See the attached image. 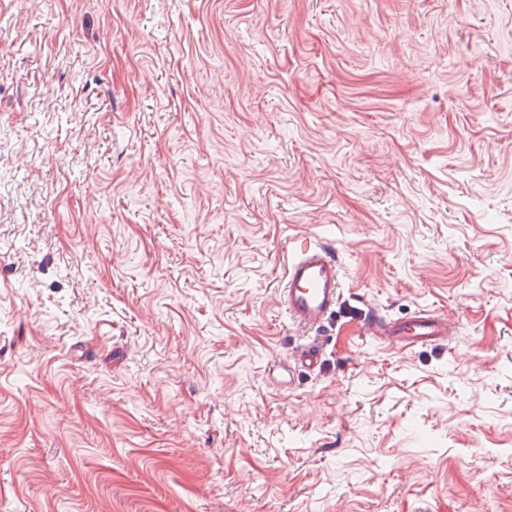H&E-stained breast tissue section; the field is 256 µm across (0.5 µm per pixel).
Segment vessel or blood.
<instances>
[{"label": "vessel or blood", "instance_id": "vessel-or-blood-1", "mask_svg": "<svg viewBox=\"0 0 512 512\" xmlns=\"http://www.w3.org/2000/svg\"><path fill=\"white\" fill-rule=\"evenodd\" d=\"M341 262L333 247L322 242L289 252L285 262V285L277 295L278 304L297 327L320 326L332 313L340 296ZM371 334L386 337L401 347L438 345L447 342L448 322L427 311L406 321L373 316Z\"/></svg>", "mask_w": 512, "mask_h": 512}]
</instances>
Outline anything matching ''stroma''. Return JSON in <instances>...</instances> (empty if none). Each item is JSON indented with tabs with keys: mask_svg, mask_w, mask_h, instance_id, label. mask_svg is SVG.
<instances>
[{
	"mask_svg": "<svg viewBox=\"0 0 512 512\" xmlns=\"http://www.w3.org/2000/svg\"><path fill=\"white\" fill-rule=\"evenodd\" d=\"M0 512H512V0H0ZM341 290V262L336 250L316 242L288 253L285 285L278 304L297 327L320 326L334 311ZM373 335L385 336L390 343L401 347L438 345L448 341V320L420 311L407 321L387 320L374 315L368 323Z\"/></svg>",
	"mask_w": 512,
	"mask_h": 512,
	"instance_id": "obj_1",
	"label": "stroma"
}]
</instances>
